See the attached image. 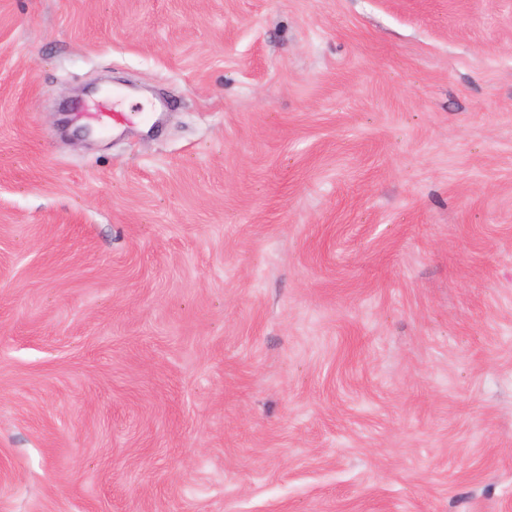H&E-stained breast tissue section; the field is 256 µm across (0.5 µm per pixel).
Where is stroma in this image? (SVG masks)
<instances>
[{
    "mask_svg": "<svg viewBox=\"0 0 512 512\" xmlns=\"http://www.w3.org/2000/svg\"><path fill=\"white\" fill-rule=\"evenodd\" d=\"M0 512H512V0H0ZM125 95L117 91L112 94V99L100 100L98 102H78L72 106V110L79 114L93 115V120L103 126H111L123 124L131 120V115L123 112L121 105Z\"/></svg>",
    "mask_w": 512,
    "mask_h": 512,
    "instance_id": "35a3bbf8",
    "label": "stroma"
}]
</instances>
